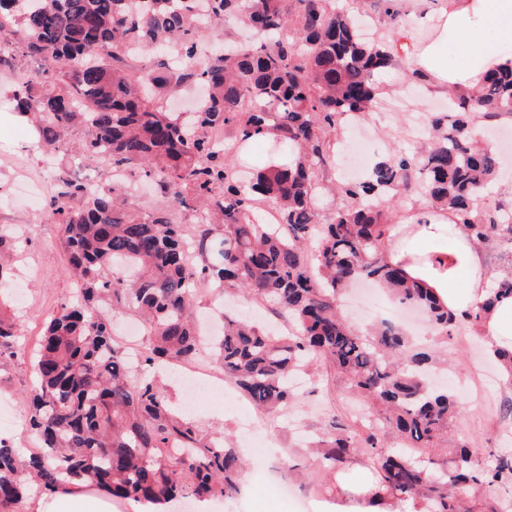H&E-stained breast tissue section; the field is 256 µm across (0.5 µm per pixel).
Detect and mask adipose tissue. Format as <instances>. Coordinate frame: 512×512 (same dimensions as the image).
<instances>
[{
	"label": "adipose tissue",
	"instance_id": "adipose-tissue-1",
	"mask_svg": "<svg viewBox=\"0 0 512 512\" xmlns=\"http://www.w3.org/2000/svg\"><path fill=\"white\" fill-rule=\"evenodd\" d=\"M396 10L408 11L410 30L432 31L430 42L392 40L391 54H403L409 71L417 73L426 93L449 95L478 85L487 73L512 68V53L491 49L485 41L487 26L496 27L512 41V0H393ZM462 38L476 66L449 68L443 49L449 35ZM407 231L390 246L385 256L401 266L410 279L431 288L450 314L461 318L475 309L483 316L476 329L487 351L512 354V295L486 306V285L492 274L482 250L470 243L466 231L448 218L427 208L417 209ZM452 239V247L435 250L433 241ZM377 477L365 466L355 464L337 476L335 500L323 503L320 512H393L383 498ZM27 512H116L111 498L69 483L55 492L26 502Z\"/></svg>",
	"mask_w": 512,
	"mask_h": 512
}]
</instances>
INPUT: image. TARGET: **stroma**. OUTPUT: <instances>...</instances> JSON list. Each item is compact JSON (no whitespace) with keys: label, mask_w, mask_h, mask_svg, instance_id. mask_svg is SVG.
Instances as JSON below:
<instances>
[{"label":"stroma","mask_w":512,"mask_h":512,"mask_svg":"<svg viewBox=\"0 0 512 512\" xmlns=\"http://www.w3.org/2000/svg\"><path fill=\"white\" fill-rule=\"evenodd\" d=\"M376 81L386 89V108L367 121L370 133L367 152L376 160L394 147L412 152L418 137L409 130L406 113L424 114L445 109L446 98H427L412 90L406 70L393 66ZM65 152L56 161H47L35 146L31 129L13 122L0 123V227L22 236L25 245L16 266L18 277L27 284L26 303L11 306L9 314L24 326L29 345H36L48 310L71 298L75 282L64 271V254L57 225L43 211L12 203L16 185L23 180L54 184L65 171ZM448 360V375L463 403L460 417L448 436L481 452L487 448L512 449V414L503 403L512 399V386L486 355L473 329L465 327L448 343L436 346ZM316 392L302 390L284 413L260 421L256 430L245 432L237 391H213L200 395L192 414L205 434L224 436L245 455L262 449L258 468L249 469L241 493L230 500L207 504L179 501L177 512H314L321 500L316 476L319 468L307 446L320 436L332 416L350 418L363 414L361 403L351 400L333 370L323 367L315 376ZM33 376L29 361L9 363L0 369V438L15 447H36V435L26 428L25 415Z\"/></svg>","instance_id":"35a3bbf8"}]
</instances>
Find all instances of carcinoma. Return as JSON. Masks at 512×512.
<instances>
[{
  "label": "carcinoma",
  "instance_id": "cac0c4a2",
  "mask_svg": "<svg viewBox=\"0 0 512 512\" xmlns=\"http://www.w3.org/2000/svg\"><path fill=\"white\" fill-rule=\"evenodd\" d=\"M197 2L0 0V71L22 59L35 64L10 97L15 113L35 123L45 150H60L80 131L74 156L136 174L198 213L190 226L164 208L144 215L127 178L95 192L68 175L57 179L45 212L60 225L76 291L47 317L31 358L36 389L28 419L39 447L24 454L0 438V512H17L27 495L63 482L147 512L174 500L238 494L245 467L238 449L207 438L173 410L152 374L201 357L200 285L243 292L289 323L285 334L226 312L212 345L224 377L260 413L288 410L293 377L322 362L365 399V418H334L315 442L323 468L338 472L361 459L389 497L417 512H469L471 488L512 477V452L491 448L485 462L465 444L448 450V428L462 406L432 384L434 355L390 322L357 332L339 300L368 280L423 312L444 341L463 324L477 326L481 310L461 319L448 314L387 264L384 251L392 205L411 194L451 212L476 244L512 249V208L486 207L477 195L496 179L498 156L478 147L471 132L478 109L512 116V71L485 75L475 90L451 98L449 111L433 113L420 151L395 150L365 180L326 188L347 129L342 115L363 121L378 103L375 74L392 65L389 35L365 39L357 15L335 0H205L210 27L199 26ZM228 17L249 25L254 42L201 55L199 40ZM133 46L152 51L154 63L132 66ZM192 85L206 89L195 111L164 107V96ZM217 131L239 142L272 138L292 159L260 167L243 187ZM324 188L336 196L325 219L318 204ZM264 201L275 206L278 223L257 216ZM506 293L512 272L496 279L485 306ZM105 300L143 320L147 345L136 368L99 309ZM22 336V326L0 314V366L24 356ZM392 432L396 447L387 442Z\"/></svg>",
  "mask_w": 512,
  "mask_h": 512
}]
</instances>
